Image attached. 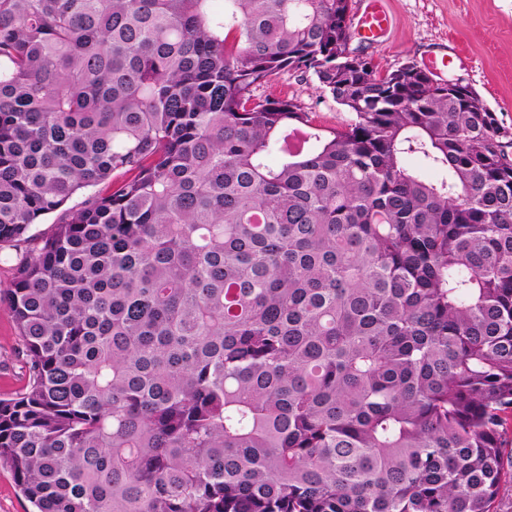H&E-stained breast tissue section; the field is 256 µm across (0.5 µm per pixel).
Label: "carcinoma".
<instances>
[{"label": "carcinoma", "mask_w": 512, "mask_h": 512, "mask_svg": "<svg viewBox=\"0 0 512 512\" xmlns=\"http://www.w3.org/2000/svg\"><path fill=\"white\" fill-rule=\"evenodd\" d=\"M211 2L0 0V465L35 512H504L512 141L340 58L350 0ZM255 94L292 99L308 112L313 125L324 129H341L351 117L349 111L317 89L316 81L310 73L280 74L267 85L257 89ZM22 349L17 325L7 307L0 303V398L14 395L27 384Z\"/></svg>", "instance_id": "obj_1"}]
</instances>
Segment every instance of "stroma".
I'll use <instances>...</instances> for the list:
<instances>
[{"mask_svg":"<svg viewBox=\"0 0 512 512\" xmlns=\"http://www.w3.org/2000/svg\"><path fill=\"white\" fill-rule=\"evenodd\" d=\"M382 6L390 16L387 30L373 38L354 35L353 46L383 74L415 62L438 82L463 80L512 136V0H382ZM444 57L449 65L442 68ZM259 93L292 99L324 129L342 128L350 118L308 73L278 75ZM22 349L17 325L0 303V398L27 384Z\"/></svg>","mask_w":512,"mask_h":512,"instance_id":"1","label":"stroma"}]
</instances>
